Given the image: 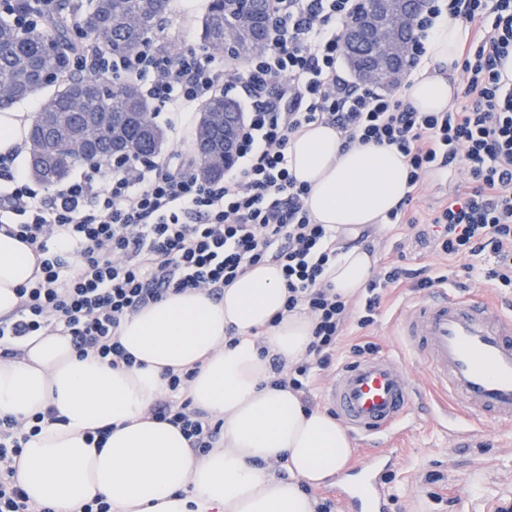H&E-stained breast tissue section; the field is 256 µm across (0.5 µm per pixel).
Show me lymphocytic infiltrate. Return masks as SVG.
Wrapping results in <instances>:
<instances>
[{
  "mask_svg": "<svg viewBox=\"0 0 512 512\" xmlns=\"http://www.w3.org/2000/svg\"><path fill=\"white\" fill-rule=\"evenodd\" d=\"M268 4L277 21L269 46L239 77L210 53L166 55L165 32L128 58L92 59L99 70L135 77L159 112L240 88L245 112L236 161L222 179H198L189 158L168 155L145 164L87 162L48 189L17 170L18 150L0 153V232L37 257L34 282L18 288L19 305L0 318L1 359L20 356L17 341L44 332L69 337L78 357L131 367L118 336L127 316L189 289L223 297L226 286L263 263L282 269L286 310L313 320L304 358L290 366L273 358L276 385L305 396L342 351L357 359L372 353V344H347L348 328L373 325L409 272L382 263L351 299L325 283L336 233L311 216L309 187L290 174L287 160L290 138L311 124L335 128L347 147L396 148L408 164L411 193L389 213L390 223L408 225L415 245L441 256H493L488 279L512 288V74L503 68L512 57V0H425L411 64L425 55L428 32L442 15L473 32L459 64L465 103L445 112L417 111L406 96L339 74L355 0ZM443 168L460 178L447 201L419 222L409 214L412 195ZM164 376L167 393L151 405L152 419L181 427L196 452L215 448L223 423L193 407L191 372L169 368ZM39 430L34 418L0 417V512H55L31 502L16 479L23 445Z\"/></svg>",
  "mask_w": 512,
  "mask_h": 512,
  "instance_id": "obj_1",
  "label": "lymphocytic infiltrate"
}]
</instances>
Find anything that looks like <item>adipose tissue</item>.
Segmentation results:
<instances>
[{"mask_svg": "<svg viewBox=\"0 0 512 512\" xmlns=\"http://www.w3.org/2000/svg\"><path fill=\"white\" fill-rule=\"evenodd\" d=\"M468 29L439 19L427 55L409 87L421 112H443L457 92L451 77ZM288 168L310 192L317 223L339 233L376 224L406 196L404 156L384 146H343L334 128L313 124L294 135ZM32 249L0 232V316L19 303L17 290L34 272ZM365 249H337L325 271L342 297L356 296L373 275ZM279 266L260 264L225 287L222 300L188 290L127 317L118 334L137 364L115 370L78 358L69 337L29 336L21 357L0 360V417L54 411L26 443L17 480L30 498L55 512H79L96 496L112 512H315L310 488L335 476L352 454L344 428L304 408L298 393L274 385L272 354L299 361L311 341L310 319L286 312ZM195 369L187 395L221 419L217 448L191 451L180 428L152 420L150 405L165 391V369ZM112 432L103 447L87 433Z\"/></svg>", "mask_w": 512, "mask_h": 512, "instance_id": "ef3b65f1", "label": "adipose tissue"}]
</instances>
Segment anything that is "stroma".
<instances>
[{"instance_id":"obj_1","label":"stroma","mask_w":512,"mask_h":512,"mask_svg":"<svg viewBox=\"0 0 512 512\" xmlns=\"http://www.w3.org/2000/svg\"><path fill=\"white\" fill-rule=\"evenodd\" d=\"M207 0H168L164 25L182 47L199 48V30ZM200 118L192 110L189 120L163 112L156 122L166 134L162 154L192 151V131ZM370 241L376 258L401 262L409 269L425 270L441 277L452 290L488 294L505 313H512V290H499L493 281L479 276L493 260L488 255L474 257L476 274L460 264L446 261L431 249L414 246L411 231H396L389 224L370 225ZM412 280H404L391 293L376 323L366 331V339L377 352L400 355L405 343L397 328L398 318L419 298ZM407 372L414 387L413 420L399 442L401 454L388 476L386 487L397 498L393 512H479L485 499L505 485H512V429L493 423L469 424L463 416L445 418L430 389L429 374L422 363L407 360ZM466 437H459V430ZM442 474V482L430 485L426 474Z\"/></svg>"}]
</instances>
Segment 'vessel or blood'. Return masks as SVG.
I'll list each match as a JSON object with an SVG mask.
<instances>
[{
    "mask_svg": "<svg viewBox=\"0 0 512 512\" xmlns=\"http://www.w3.org/2000/svg\"><path fill=\"white\" fill-rule=\"evenodd\" d=\"M438 389L472 422L512 427V316L485 298L433 289L399 324ZM414 391L403 364L379 353L343 365L326 401L368 448L331 487L341 512H388L383 476L397 456L384 442L409 426Z\"/></svg>",
    "mask_w": 512,
    "mask_h": 512,
    "instance_id": "vessel-or-blood-1",
    "label": "vessel or blood"
}]
</instances>
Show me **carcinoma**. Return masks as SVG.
Wrapping results in <instances>:
<instances>
[{
    "label": "carcinoma",
    "mask_w": 512,
    "mask_h": 512,
    "mask_svg": "<svg viewBox=\"0 0 512 512\" xmlns=\"http://www.w3.org/2000/svg\"><path fill=\"white\" fill-rule=\"evenodd\" d=\"M168 0H87L76 7L72 0H57L52 13L35 28H17L10 15H0V112L38 94L47 87L54 93L42 100L39 120L32 122L29 141L30 175L53 187L89 160H109L113 151L112 115L125 118L119 140L133 152L129 159L148 162L160 150L164 132L155 124L151 105L132 78L104 76L84 64L93 50L111 59L133 53L162 25ZM200 39L211 52L239 57L237 48L249 52L267 48L262 30L243 33L224 0H208L201 20ZM239 110L237 103L216 93L202 103L201 114H210L195 128L192 152L197 174L217 178L224 168L211 164L216 144H224V113Z\"/></svg>",
    "instance_id": "1"
}]
</instances>
